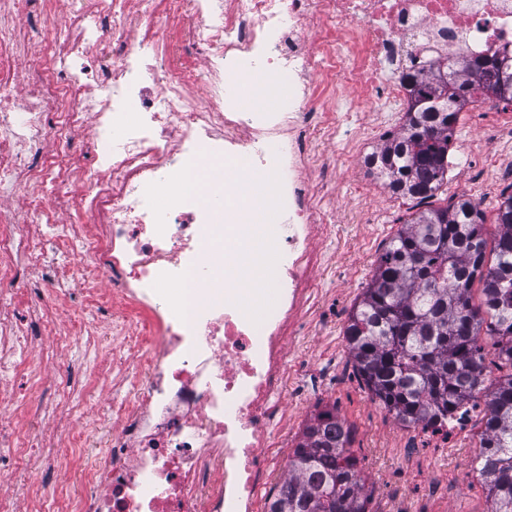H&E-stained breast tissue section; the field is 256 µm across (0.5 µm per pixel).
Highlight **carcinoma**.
Returning a JSON list of instances; mask_svg holds the SVG:
<instances>
[{"instance_id":"1","label":"carcinoma","mask_w":512,"mask_h":512,"mask_svg":"<svg viewBox=\"0 0 512 512\" xmlns=\"http://www.w3.org/2000/svg\"><path fill=\"white\" fill-rule=\"evenodd\" d=\"M415 82L406 122L369 159L389 191L425 201L448 172V144L472 99L502 94L497 59L433 64ZM485 216L469 199L417 213L376 261L345 327L346 349L373 399L404 426L444 424L464 400L488 399L474 470L492 512H512V372L488 383L486 346L512 368V194L498 205L493 262ZM481 285L480 305L472 303ZM352 432L335 409L314 416L267 512H368Z\"/></svg>"}]
</instances>
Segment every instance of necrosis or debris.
<instances>
[{"mask_svg":"<svg viewBox=\"0 0 512 512\" xmlns=\"http://www.w3.org/2000/svg\"><path fill=\"white\" fill-rule=\"evenodd\" d=\"M49 2L0 0V190L32 189L24 216L0 208V289L14 300L0 306V379L40 349L53 306L78 302L87 346L112 339V438L78 484L54 486L44 462L26 510L1 485L0 512H44L51 486L65 512H262L288 472L284 399H306L290 345L336 322L317 291L336 161L365 164L363 145L408 103L404 74L512 54V0H79L60 23ZM239 82L268 104L246 108ZM367 96L377 118L353 124ZM90 123V146L75 145ZM202 161L236 171L225 196L255 192L244 220L280 217L256 252L273 263L262 311L240 300L229 227L182 188ZM48 226L74 259L41 287L24 272L45 263ZM486 409L470 398L419 434L447 446ZM85 445L47 406L0 410L12 461Z\"/></svg>","mask_w":512,"mask_h":512,"instance_id":"1","label":"necrosis or debris"}]
</instances>
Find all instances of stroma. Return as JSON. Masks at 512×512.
Returning a JSON list of instances; mask_svg holds the SVG:
<instances>
[{"label": "stroma", "mask_w": 512, "mask_h": 512, "mask_svg": "<svg viewBox=\"0 0 512 512\" xmlns=\"http://www.w3.org/2000/svg\"><path fill=\"white\" fill-rule=\"evenodd\" d=\"M455 138L473 144L478 160L470 168L449 170L433 203L446 205L448 199L480 200L487 233H495L492 222L501 194L508 186L505 172L512 170V138H486L483 129L464 123L455 126ZM377 186L376 173L347 163H339L332 190L334 224L343 229V242L337 243L328 257L336 269L335 277H325L320 287L325 299L344 311L353 305L366 288L378 257L401 224L417 208L416 201L385 192L372 199L371 221L356 223L353 206L357 201L358 178ZM344 322L333 328H321L301 338L291 358L300 363H317L329 368L330 377L314 382L307 405H289L288 416L293 436H300L306 422L317 412L332 407L353 431V449L367 475L368 512H389L397 502L399 512H488L487 491L472 471L479 451L483 419H475L468 432L451 440L449 447H412L415 427L400 425L378 401L373 400L357 376L345 349ZM86 352L81 339L71 338L57 356L34 354L25 362L22 376L0 379V402H12L27 395L25 375L34 371L42 383L37 396L53 404L54 382L59 373ZM112 401L111 391L81 405L74 412L78 423L88 429V446L80 452L85 466H94L106 455L112 434L102 418Z\"/></svg>", "instance_id": "1"}]
</instances>
